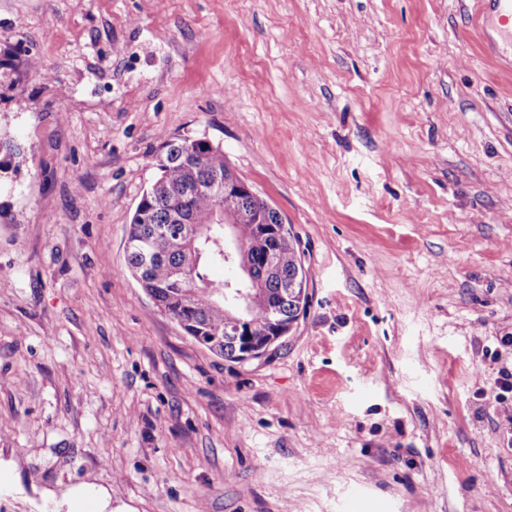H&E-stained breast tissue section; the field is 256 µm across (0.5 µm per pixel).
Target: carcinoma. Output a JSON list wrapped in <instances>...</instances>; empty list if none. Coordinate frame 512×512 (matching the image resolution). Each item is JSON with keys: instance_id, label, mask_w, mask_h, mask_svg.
Masks as SVG:
<instances>
[{"instance_id": "carcinoma-1", "label": "carcinoma", "mask_w": 512, "mask_h": 512, "mask_svg": "<svg viewBox=\"0 0 512 512\" xmlns=\"http://www.w3.org/2000/svg\"><path fill=\"white\" fill-rule=\"evenodd\" d=\"M159 177L143 193L132 217L126 269L156 305L172 319L184 316L179 326L212 353L238 359L239 345L224 339L228 315L224 299L209 292L245 290L237 303H246L252 289L264 295L266 303L251 309L248 341L257 347L271 340L272 316L276 312L284 333H289L307 309V272L290 234L280 245L260 231V224L279 223V213L262 198L241 201L224 196V178L234 171L224 162V151L201 140L171 137L162 141L157 153ZM197 182L202 190L178 205L163 194L167 188L180 190ZM240 213L237 236L254 262L258 282L246 279L233 283L209 280L206 268L213 263L230 264L224 253V225L221 208ZM207 226L206 234L192 237V225ZM188 267L192 276L185 281L174 271Z\"/></svg>"}]
</instances>
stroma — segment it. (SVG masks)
Returning <instances> with one entry per match:
<instances>
[{"mask_svg":"<svg viewBox=\"0 0 512 512\" xmlns=\"http://www.w3.org/2000/svg\"><path fill=\"white\" fill-rule=\"evenodd\" d=\"M468 0H0V512H512V47ZM38 69H31V62ZM275 208L233 362L126 269L163 138ZM88 499L93 501L95 512H112V510L108 511L109 501L106 495L99 491L90 493L87 489L77 490L74 493L70 501V508L72 509L70 512H81L84 510V504Z\"/></svg>","mask_w":512,"mask_h":512,"instance_id":"obj_1","label":"stroma"}]
</instances>
